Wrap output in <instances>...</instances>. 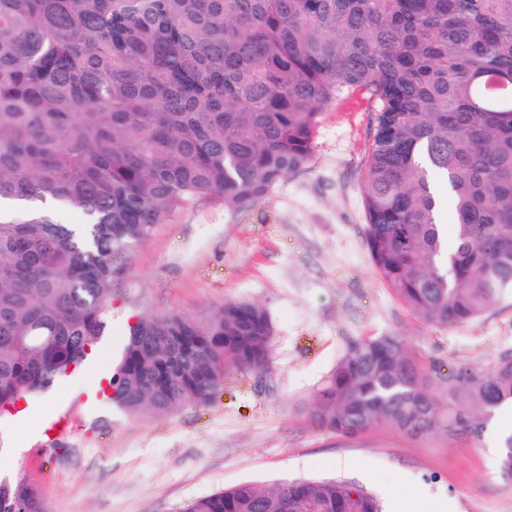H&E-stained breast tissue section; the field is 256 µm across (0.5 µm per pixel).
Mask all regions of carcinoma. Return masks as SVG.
<instances>
[{
    "instance_id": "1",
    "label": "carcinoma",
    "mask_w": 512,
    "mask_h": 512,
    "mask_svg": "<svg viewBox=\"0 0 512 512\" xmlns=\"http://www.w3.org/2000/svg\"><path fill=\"white\" fill-rule=\"evenodd\" d=\"M512 0H0V415L71 374L103 336L112 279L165 215L198 197L246 211L308 167L319 112L377 104L363 182L371 265L424 323L512 298ZM448 186L452 241L438 221ZM76 213L77 224L60 216ZM258 303L137 320L108 400L131 416L206 405L270 368ZM440 400L405 337L352 344L311 418L347 439L387 428L472 441L512 405V355L448 374ZM512 471V433L501 435ZM0 512H42L0 478ZM184 512H383L363 485L244 482Z\"/></svg>"
}]
</instances>
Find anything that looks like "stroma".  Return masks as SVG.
Returning a JSON list of instances; mask_svg holds the SVG:
<instances>
[{
    "instance_id": "stroma-1",
    "label": "stroma",
    "mask_w": 512,
    "mask_h": 512,
    "mask_svg": "<svg viewBox=\"0 0 512 512\" xmlns=\"http://www.w3.org/2000/svg\"><path fill=\"white\" fill-rule=\"evenodd\" d=\"M375 113L355 96L317 117L307 169L251 210L207 198L168 213L112 281L107 329L95 348L112 372L131 324L179 312L203 317L228 299L261 304L274 333L271 369L231 373L206 405L131 417L99 399L76 370L29 399L40 420L0 422V475L36 489L43 512H183L194 499L243 482L341 477L383 504L409 490L452 512H512L500 469V411L483 439L446 433L411 439L380 428L350 440L316 427L309 405L349 345L398 333L444 393L449 370L512 354V301L468 324L421 322L371 265L363 235V180ZM70 421L43 434L56 412Z\"/></svg>"
}]
</instances>
